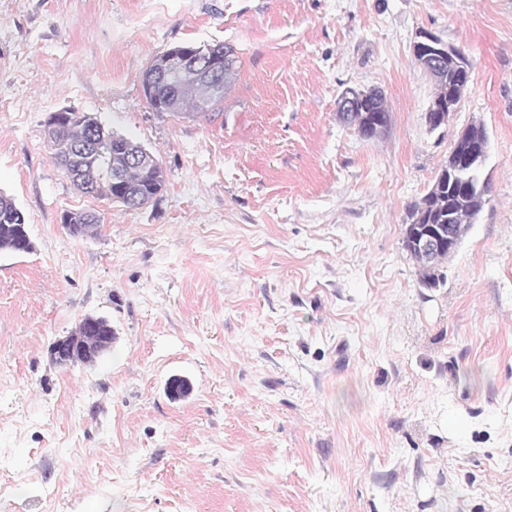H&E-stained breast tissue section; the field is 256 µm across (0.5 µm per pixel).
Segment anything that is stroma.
Returning <instances> with one entry per match:
<instances>
[{"label":"stroma","mask_w":512,"mask_h":512,"mask_svg":"<svg viewBox=\"0 0 512 512\" xmlns=\"http://www.w3.org/2000/svg\"><path fill=\"white\" fill-rule=\"evenodd\" d=\"M424 32L472 62L435 132ZM213 43L223 104L154 112L153 59ZM374 87L369 141L337 102ZM0 98L33 243L0 252V512H512V0H0ZM63 108L159 156L162 195L78 190L44 132ZM475 121L490 200L427 288L407 212ZM87 316L110 351L52 364ZM358 91L346 89L339 100L341 111L349 109L356 103ZM338 112L339 118L348 126H354L366 140L381 137L387 133L391 125V113L382 94H371L363 101H358L348 112ZM65 214H68L69 216V223L63 224V226L67 229L69 234H71L74 230L75 237H84L92 235L98 230L100 224V217L93 211L73 210L68 211ZM72 224H75L74 228Z\"/></svg>","instance_id":"obj_1"}]
</instances>
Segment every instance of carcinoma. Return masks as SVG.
<instances>
[{
	"mask_svg": "<svg viewBox=\"0 0 512 512\" xmlns=\"http://www.w3.org/2000/svg\"><path fill=\"white\" fill-rule=\"evenodd\" d=\"M446 46L441 39L432 40L415 46L414 57L420 66H425V57L434 53L435 49ZM430 76L434 80L435 91L431 103V111L443 112L448 109V101L452 99L455 84L459 81L460 70L453 61H448L439 68L432 69ZM169 99L174 106L167 113L178 115L190 109L196 115L207 114L219 103L224 101V94L208 97L203 91L195 88L181 89L177 86L159 85L154 88L153 95L147 97L150 107H155L154 100ZM339 118L347 125L355 127L357 132L371 140L387 133L391 125V113L382 94H371L359 101L348 112H338ZM116 133L108 130L100 121H95V128L90 129L81 120H75L57 133L54 143V159L64 173L72 171L74 162L71 154L64 152L57 144L83 143L95 138L105 147L117 148L137 146V142L122 136L114 139ZM86 165L94 169L97 183L96 195L104 196L113 202L122 204L130 209H138L160 196L166 186V171L162 162H157L160 176L146 177L137 168L130 166L125 172L124 192L117 194L112 190V169L109 157L90 154L85 157ZM490 181L485 175V167L476 169L472 181L463 184L448 177V166H443L434 183L422 199L414 203L408 210L405 230L418 232L420 229L435 230L437 226L456 224L469 229L477 222L488 201ZM69 223L74 225L77 237L94 234L99 227L100 217L93 211L73 210L68 212ZM26 233V217L17 207L13 198L0 191V251L13 253L23 248V234ZM456 252V248H448V242H443L434 253L431 260L420 258L414 252L410 257L419 267L421 282L427 286H438L440 277L438 267Z\"/></svg>",
	"mask_w": 512,
	"mask_h": 512,
	"instance_id": "obj_1",
	"label": "carcinoma"
}]
</instances>
